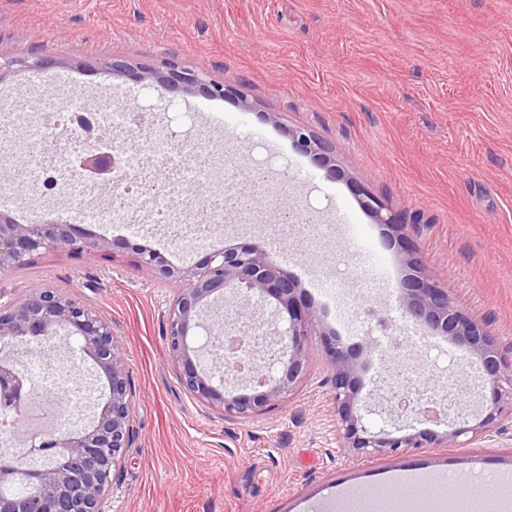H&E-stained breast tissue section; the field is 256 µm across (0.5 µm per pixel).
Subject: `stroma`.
Listing matches in <instances>:
<instances>
[{"instance_id":"stroma-1","label":"stroma","mask_w":512,"mask_h":512,"mask_svg":"<svg viewBox=\"0 0 512 512\" xmlns=\"http://www.w3.org/2000/svg\"><path fill=\"white\" fill-rule=\"evenodd\" d=\"M52 58L36 71L15 70L0 83L32 109L107 99L144 103L153 123L173 121L180 105L191 121L171 156L196 146L224 151L233 170L213 183L232 188L254 161L267 160L280 199L261 202L252 223L216 227L204 243L153 229L147 211L123 224H94L108 250L79 256L45 251L0 273V287L62 289L112 325L133 392L132 437L106 497V512H318L346 493L378 499L388 476L419 471L431 482L449 472L512 473V423L478 448H430L391 459L357 461L336 446L330 372L319 338L309 367L282 407L242 420L194 399L181 385L166 345L165 314L175 288L138 269L128 246L142 244L177 266L206 251L253 244L301 283L324 326L347 345L371 339L362 395L373 429H424L378 405L397 395L443 401L453 392L475 410L465 376L477 363L401 309L402 276L378 224L352 189L296 149L288 129L307 127L329 143L339 164L412 226L428 271L512 358V0H0V58ZM171 59L241 89L250 106L156 84L132 82L100 63ZM203 166L173 175L152 170L182 209L197 202ZM305 212L330 234L307 252L294 247L285 207ZM62 195L52 211L17 191L0 214L26 224L71 221ZM395 317L387 332L363 313ZM438 343L439 366L425 350ZM62 396L92 409V369L78 342L52 362Z\"/></svg>"}]
</instances>
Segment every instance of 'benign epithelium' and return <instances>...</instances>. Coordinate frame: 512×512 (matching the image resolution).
I'll use <instances>...</instances> for the list:
<instances>
[{
    "mask_svg": "<svg viewBox=\"0 0 512 512\" xmlns=\"http://www.w3.org/2000/svg\"><path fill=\"white\" fill-rule=\"evenodd\" d=\"M103 67L138 82L154 81L189 94L246 101L239 89L210 79L203 68L185 69L171 61L132 65L112 57ZM289 136L296 148L312 157L329 176L347 178L335 150L311 130L291 129ZM104 149V154H79L77 158L80 168L102 177L103 185L110 188L112 178L108 174L117 147L106 145ZM353 190L359 205L382 227L389 245L400 256L405 275L398 284V301L404 313L423 324L431 336L466 348L479 363L481 412L444 432H375L367 425L372 410L360 396L359 358L369 346H347L335 333L325 330L303 297L298 280L269 253L252 245L226 246L191 267H178L155 250L129 244L127 248L136 255L142 271L177 287L166 314L167 345L181 384L192 397L228 417L250 419L265 414L295 393L308 369L310 339L317 336L331 374L336 441L348 455L380 459L427 448H475L486 435L503 433L504 422L512 420V361L505 357L488 326L474 319L429 273L409 225L363 185L355 182ZM108 246V241L80 232L75 224L45 220L18 224L0 214L1 272L23 267L31 257L47 250L82 255ZM251 296L262 298L272 308L273 322H286L284 330L272 331L282 343L276 358L278 371L269 374L254 355L246 375L227 359L206 367L199 350L188 342L190 332L203 325L205 312L222 303L224 325L213 335L223 340L234 332L229 327L230 317L242 314V306ZM64 338L80 344L105 392L86 424L58 435L52 430L53 419L34 421V386L27 373L14 359L0 355V400L11 405L0 424L22 439L28 455L43 462L34 470L18 463L0 469V484H11L0 490V512H105L113 472L129 448L132 396L128 370L111 324L58 288L34 285L10 296L0 291L1 345L16 350L35 340L43 353L51 356ZM430 403V399H419L414 408L400 404L398 411L432 419L437 409Z\"/></svg>",
    "mask_w": 512,
    "mask_h": 512,
    "instance_id": "1",
    "label": "benign epithelium"
}]
</instances>
